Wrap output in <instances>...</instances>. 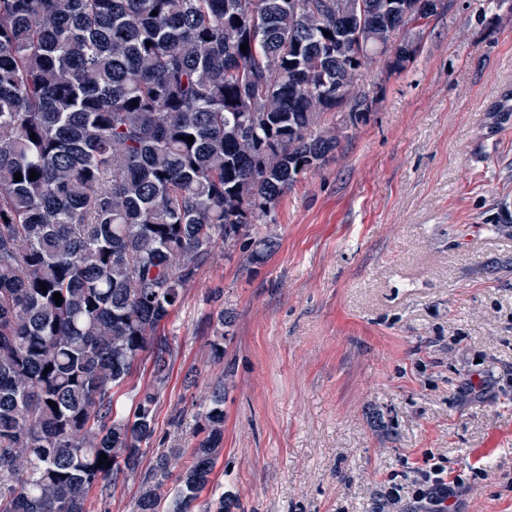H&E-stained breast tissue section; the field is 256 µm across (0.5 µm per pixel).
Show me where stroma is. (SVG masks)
Listing matches in <instances>:
<instances>
[{"label": "stroma", "instance_id": "obj_1", "mask_svg": "<svg viewBox=\"0 0 512 512\" xmlns=\"http://www.w3.org/2000/svg\"><path fill=\"white\" fill-rule=\"evenodd\" d=\"M419 42L363 71L367 110L283 194L265 262L216 249L188 288L143 466L220 376L238 512H421L439 478L454 512H512V0H443ZM207 325L211 330V339L209 346L214 357H224V339L230 335V328L232 326L231 316L224 312V302L216 312L212 311L208 314L206 319Z\"/></svg>", "mask_w": 512, "mask_h": 512}]
</instances>
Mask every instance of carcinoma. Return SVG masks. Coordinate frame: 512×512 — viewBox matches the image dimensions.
<instances>
[{
	"label": "carcinoma",
	"mask_w": 512,
	"mask_h": 512,
	"mask_svg": "<svg viewBox=\"0 0 512 512\" xmlns=\"http://www.w3.org/2000/svg\"><path fill=\"white\" fill-rule=\"evenodd\" d=\"M431 16L428 0H0V512H87L93 487L131 479L134 512L239 509L212 490L222 378L178 417L187 446L140 469L165 325L217 247L269 256L258 222L356 125L368 95L342 105L362 70L405 69L419 43L399 32ZM206 322L222 358L231 316Z\"/></svg>",
	"instance_id": "cac0c4a2"
}]
</instances>
